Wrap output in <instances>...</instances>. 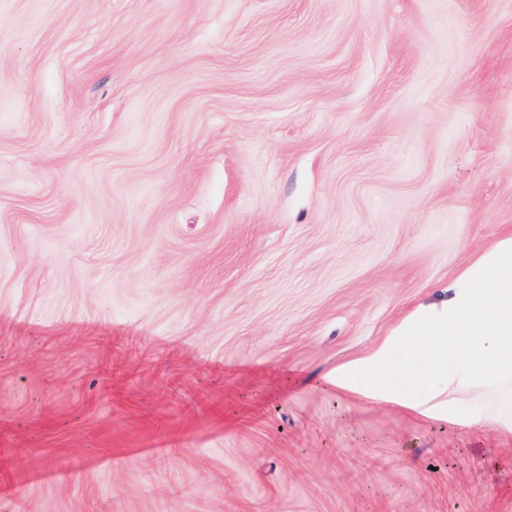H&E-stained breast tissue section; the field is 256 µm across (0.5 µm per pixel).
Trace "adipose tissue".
<instances>
[{"instance_id":"1","label":"adipose tissue","mask_w":512,"mask_h":512,"mask_svg":"<svg viewBox=\"0 0 512 512\" xmlns=\"http://www.w3.org/2000/svg\"><path fill=\"white\" fill-rule=\"evenodd\" d=\"M449 292L326 382L426 420L512 437V234L476 256Z\"/></svg>"}]
</instances>
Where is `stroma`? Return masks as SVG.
<instances>
[{"label": "stroma", "mask_w": 512, "mask_h": 512, "mask_svg": "<svg viewBox=\"0 0 512 512\" xmlns=\"http://www.w3.org/2000/svg\"><path fill=\"white\" fill-rule=\"evenodd\" d=\"M510 233L512 0H0V512H512L323 383Z\"/></svg>", "instance_id": "stroma-1"}]
</instances>
